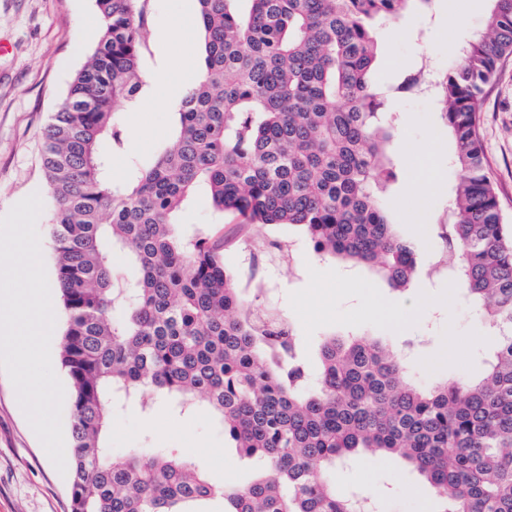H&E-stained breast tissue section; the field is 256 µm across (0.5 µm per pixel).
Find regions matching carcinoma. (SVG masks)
Listing matches in <instances>:
<instances>
[{
  "label": "carcinoma",
  "mask_w": 512,
  "mask_h": 512,
  "mask_svg": "<svg viewBox=\"0 0 512 512\" xmlns=\"http://www.w3.org/2000/svg\"><path fill=\"white\" fill-rule=\"evenodd\" d=\"M105 21L47 133L42 165L65 326L72 512H360L334 471L376 451L435 490L433 512H512V225L483 162L482 94L512 56V0H491L483 32L439 84L456 172L448 221L427 235L454 254L448 282L498 338L482 377L421 384L383 340L333 334L311 364L282 317L251 320L224 241L172 221L192 191L257 233L303 231L317 255L366 267L396 292L418 277L419 245L385 197L396 130L376 85L377 26L433 0H198L204 65L185 91L173 141L114 184L102 142L123 150L139 103L153 0H94ZM124 254L125 267L112 263ZM203 400L250 466L218 483L191 459L112 454V416L158 400Z\"/></svg>",
  "instance_id": "1"
}]
</instances>
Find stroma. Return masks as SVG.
<instances>
[{"instance_id": "1", "label": "stroma", "mask_w": 512, "mask_h": 512, "mask_svg": "<svg viewBox=\"0 0 512 512\" xmlns=\"http://www.w3.org/2000/svg\"><path fill=\"white\" fill-rule=\"evenodd\" d=\"M197 0H154L148 22L150 53L146 75L166 69L169 80L153 87L139 111L124 115L125 148L111 157V177L124 181L133 165L147 166L155 151L169 140L174 118L164 102L172 89H186L202 65ZM489 11L488 0H434L423 15L386 24L378 30V71L381 86L397 87L409 74H424L428 89L397 95L393 101L397 134L390 143L399 179L391 187V214L404 236L425 241L428 224L448 213L456 175L449 162L450 145L442 130L435 83L455 63L454 51L480 30ZM460 23L448 27V13ZM92 0H0V38L11 50L0 55V216L22 199L39 194L43 210L37 222L48 279H55L51 237L54 201L41 163L44 131L66 96L75 73L94 44L77 38L92 27ZM486 169L496 187L505 222L512 225V58L502 62L483 94L480 114ZM416 145L418 153L407 150ZM425 180L422 191L408 195L411 178ZM177 221L190 230L212 233L224 240V264L236 270L253 307H270L292 322L307 353L332 332L367 331L393 346L417 341L415 368L422 378H447L449 368L471 375L483 363L476 349L491 350L478 315L450 301L447 279L424 267L408 294L395 293L364 268H344L318 258L306 245L301 229L269 225L255 234L233 215L214 211L205 187L191 195ZM290 246L291 261H276L273 242ZM374 297L377 312L364 301ZM404 307L403 319L390 310ZM112 451L130 448H173L201 463L210 473L239 483L249 469L215 430L205 408L180 414L159 403L150 413L132 409L116 415L110 427ZM337 491L362 490L380 512H432L435 493L414 472L385 455H359L347 468L337 469ZM0 512H71V478L60 474L21 409L15 388L0 371Z\"/></svg>"}]
</instances>
